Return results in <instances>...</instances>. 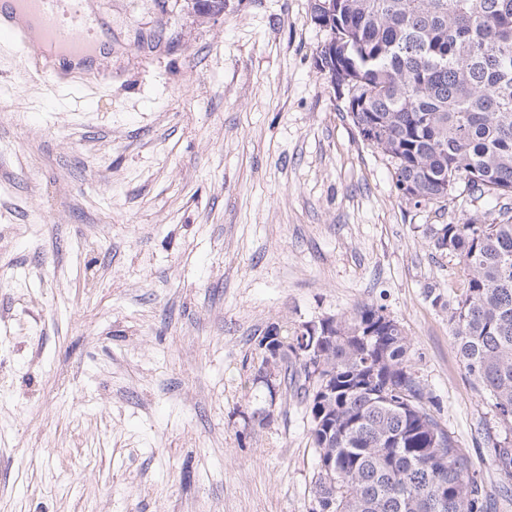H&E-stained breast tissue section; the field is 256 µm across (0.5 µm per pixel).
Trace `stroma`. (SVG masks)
Wrapping results in <instances>:
<instances>
[{
  "label": "stroma",
  "instance_id": "stroma-1",
  "mask_svg": "<svg viewBox=\"0 0 512 512\" xmlns=\"http://www.w3.org/2000/svg\"><path fill=\"white\" fill-rule=\"evenodd\" d=\"M112 48L32 78L0 45V512H309L311 421L247 380L270 325L384 306L435 415L498 488L503 440L459 357L467 287L314 64L310 0H89ZM112 72L99 78L100 69Z\"/></svg>",
  "mask_w": 512,
  "mask_h": 512
}]
</instances>
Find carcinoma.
I'll list each match as a JSON object with an SVG mask.
<instances>
[{"label":"carcinoma","mask_w":512,"mask_h":512,"mask_svg":"<svg viewBox=\"0 0 512 512\" xmlns=\"http://www.w3.org/2000/svg\"><path fill=\"white\" fill-rule=\"evenodd\" d=\"M328 74L363 141L388 158L397 192L437 204L462 190L512 198V0H334ZM468 288L448 308L465 370L512 432V208L491 224H429ZM283 326L279 358L296 386L326 512H495L464 449L435 417L404 326L364 304L316 331ZM512 476V445L495 448Z\"/></svg>","instance_id":"1"}]
</instances>
